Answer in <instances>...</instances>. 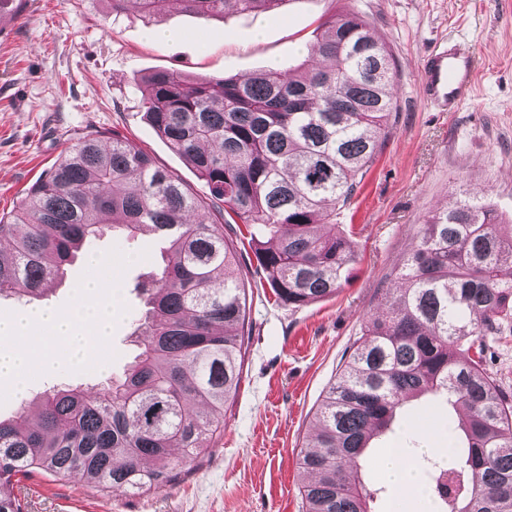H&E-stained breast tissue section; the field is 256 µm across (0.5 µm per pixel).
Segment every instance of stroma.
<instances>
[{
	"mask_svg": "<svg viewBox=\"0 0 512 512\" xmlns=\"http://www.w3.org/2000/svg\"><path fill=\"white\" fill-rule=\"evenodd\" d=\"M354 9L386 43L394 61L390 132L336 222L356 242L359 260L336 295L297 310L274 302L250 248L237 269L248 288L249 315L236 398L207 457L149 494L93 493L87 482L35 473L24 478L29 512H304L298 470L313 414L347 361L365 320L389 300L394 269L418 240L421 224L469 195L512 224V0H293L287 11L202 19L173 6L145 20L134 0L112 14L107 0H24L20 17L0 24V215L84 133L112 127L208 195L186 160L143 119L138 87L157 69L212 78L247 75L271 63H301L315 30L334 12ZM163 30L167 39L147 34ZM468 44L479 58L472 97L459 111H434L422 98L418 67L445 40ZM131 256L119 280L127 311L109 342L110 361L94 370L63 369L29 379L0 404V418L61 388L96 391L136 356L132 333L144 309L139 283L160 258L147 235L104 233L78 253L66 277L42 299H72L90 258L111 248ZM486 367L512 393V319L488 337ZM448 445V409L419 399L368 452L365 482L384 449Z\"/></svg>",
	"mask_w": 512,
	"mask_h": 512,
	"instance_id": "obj_1",
	"label": "stroma"
}]
</instances>
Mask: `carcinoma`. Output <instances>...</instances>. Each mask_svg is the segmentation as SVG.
<instances>
[{
	"instance_id": "1",
	"label": "carcinoma",
	"mask_w": 512,
	"mask_h": 512,
	"mask_svg": "<svg viewBox=\"0 0 512 512\" xmlns=\"http://www.w3.org/2000/svg\"><path fill=\"white\" fill-rule=\"evenodd\" d=\"M148 17L176 3L201 18L279 12L293 0H136ZM304 61L249 75L144 77L143 118L208 186L205 206L177 177L112 130L61 152L0 216V298L31 301L62 280L108 228L164 243L140 286L144 338L112 385L45 394L0 419V512H27L20 478L79 475L99 495L156 491L189 472L224 428L239 390L247 292L235 243H248L275 303L293 310L336 294L358 261L354 240L323 231L347 205L387 133L392 55L364 16L321 23ZM242 224L236 240L224 225ZM273 244L256 238L253 227ZM512 225L472 197L421 225L395 269L401 287L364 324L315 412L301 451L305 512H371L362 463L403 407L426 395L465 412L451 424L453 462L415 459L439 512H512V397L483 367L486 337L512 317Z\"/></svg>"
}]
</instances>
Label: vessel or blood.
<instances>
[{"label": "vessel or blood", "mask_w": 512, "mask_h": 512, "mask_svg": "<svg viewBox=\"0 0 512 512\" xmlns=\"http://www.w3.org/2000/svg\"><path fill=\"white\" fill-rule=\"evenodd\" d=\"M419 71L425 100L435 111L454 112L473 91L477 59L465 48L444 43L424 57Z\"/></svg>", "instance_id": "obj_1"}]
</instances>
